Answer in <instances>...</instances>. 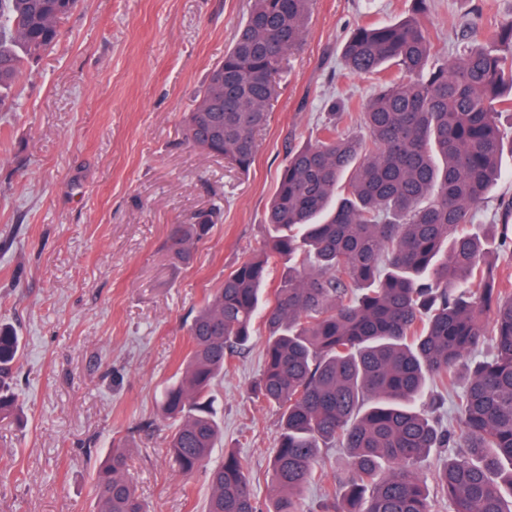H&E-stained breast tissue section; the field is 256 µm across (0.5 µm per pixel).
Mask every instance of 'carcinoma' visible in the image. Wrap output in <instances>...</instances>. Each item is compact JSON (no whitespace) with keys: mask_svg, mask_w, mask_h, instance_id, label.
<instances>
[{"mask_svg":"<svg viewBox=\"0 0 512 512\" xmlns=\"http://www.w3.org/2000/svg\"><path fill=\"white\" fill-rule=\"evenodd\" d=\"M312 3L252 0L184 115L186 141L250 169ZM77 4L0 0V110L25 61L55 45ZM432 5L412 0L409 16L349 34L346 74L376 83L360 113L366 134L339 130L333 112L288 153L264 248L210 290L189 324V350L159 400L176 472L193 474L216 447L224 428L214 387L258 322L267 339L252 390L280 410L267 508L231 451L208 471L206 512H302L310 485L324 512H432L419 467L436 448L448 449L434 489L450 512H512V279L487 263L490 245L512 256V201L491 234L467 229L502 178L512 17L500 19L488 2L473 7L455 51L442 57L426 24ZM220 219L211 208L167 225V263L192 266ZM281 261L287 272L270 294L265 284ZM488 336L493 352L475 356ZM21 352V337L1 325L0 421L18 410L9 380ZM430 383L441 396L416 408ZM323 448L348 458L351 475L339 488L316 469ZM130 461L128 444L113 443L95 471L94 512H148Z\"/></svg>","mask_w":512,"mask_h":512,"instance_id":"obj_1","label":"carcinoma"}]
</instances>
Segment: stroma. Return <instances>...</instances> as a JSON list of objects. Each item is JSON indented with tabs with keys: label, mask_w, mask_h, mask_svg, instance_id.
<instances>
[{
	"label": "stroma",
	"mask_w": 512,
	"mask_h": 512,
	"mask_svg": "<svg viewBox=\"0 0 512 512\" xmlns=\"http://www.w3.org/2000/svg\"><path fill=\"white\" fill-rule=\"evenodd\" d=\"M475 0H434L427 18L451 54ZM250 0H80L59 41L0 112V323L22 338L18 421L0 422V512H92L93 467L113 440L134 444L151 512H205L208 475L167 456L158 399L189 347L210 289L265 243L264 214L290 149L329 112L373 91L345 75L341 47L358 25L407 16L411 0H314L306 38L282 81L248 173L202 154L181 119L223 59ZM222 205L190 268L167 266V225ZM265 329L215 387L224 437L268 504L279 412L251 387Z\"/></svg>",
	"instance_id": "stroma-1"
}]
</instances>
